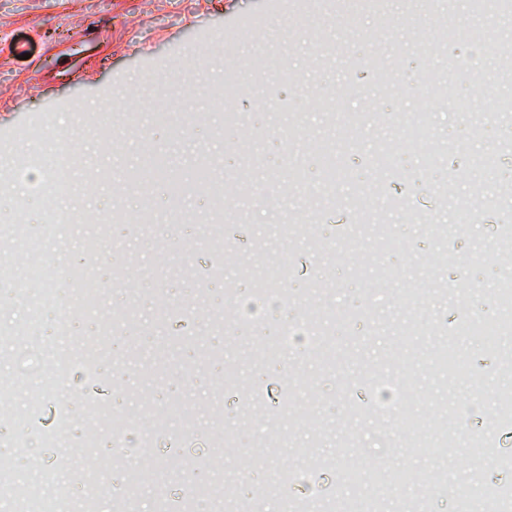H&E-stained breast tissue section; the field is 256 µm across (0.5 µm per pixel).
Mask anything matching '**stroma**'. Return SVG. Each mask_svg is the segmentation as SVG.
I'll list each match as a JSON object with an SVG mask.
<instances>
[{
  "mask_svg": "<svg viewBox=\"0 0 512 512\" xmlns=\"http://www.w3.org/2000/svg\"><path fill=\"white\" fill-rule=\"evenodd\" d=\"M449 19L485 42L431 55ZM509 43L512 15L472 0H0V495L14 512H41L35 480L71 512L89 483L100 512L186 496L194 512H292L296 497L461 512L512 490V422L471 473L512 390V336H481L512 277L498 256ZM323 44L341 52L314 65ZM473 59L485 80L468 110L403 91ZM259 253L279 290L256 279ZM294 330L302 343L283 346ZM441 343L468 373H441ZM28 351L34 383L15 369ZM90 409L105 465L60 472L52 440L66 425L82 446Z\"/></svg>",
  "mask_w": 512,
  "mask_h": 512,
  "instance_id": "obj_1",
  "label": "stroma"
}]
</instances>
